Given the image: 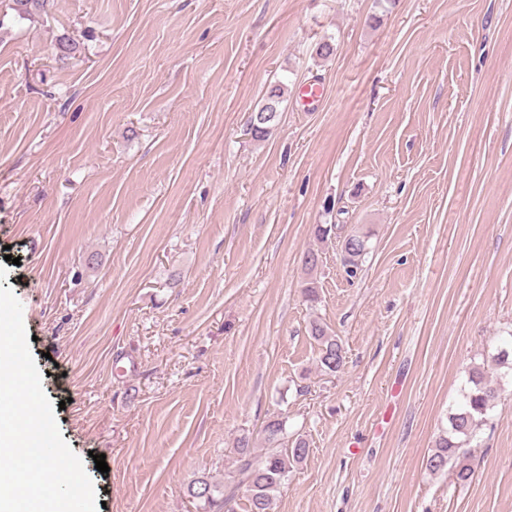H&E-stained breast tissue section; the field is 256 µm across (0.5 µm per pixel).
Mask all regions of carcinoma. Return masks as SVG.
Returning <instances> with one entry per match:
<instances>
[{
  "label": "carcinoma",
  "instance_id": "cac0c4a2",
  "mask_svg": "<svg viewBox=\"0 0 512 512\" xmlns=\"http://www.w3.org/2000/svg\"><path fill=\"white\" fill-rule=\"evenodd\" d=\"M12 10L20 19L47 12L49 0H11ZM285 89L278 84L270 88L264 103L251 114L248 127L257 141L268 136L267 128L276 124ZM369 236L361 232L346 234L341 239L346 273L353 276L368 250ZM309 333L319 345L318 366L327 375L341 372L346 364L342 342L328 332L318 320L310 323ZM468 390L462 402L448 413V428L435 441L427 456L425 468L432 474H447L458 483H466L474 474L472 442L486 423L498 398V389L485 366H475L468 376ZM288 418L276 416L267 421L262 434L264 451L256 452L249 435H241L234 452L235 470L227 483H217L208 476L196 478L189 486L190 497L202 504L203 512H235L227 505L234 502L240 489H245L248 512H272L274 501L288 480V474L309 453V444L301 436L288 432Z\"/></svg>",
  "mask_w": 512,
  "mask_h": 512
}]
</instances>
